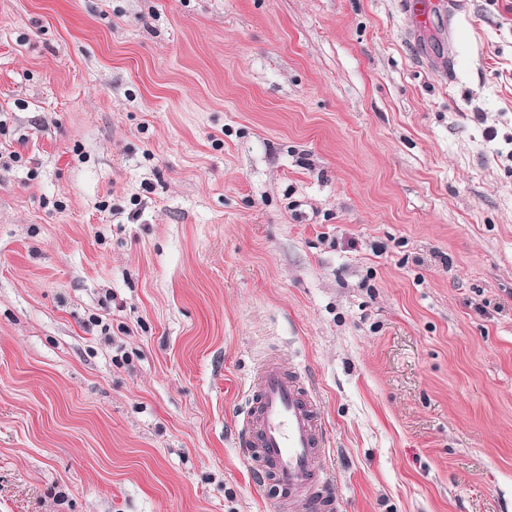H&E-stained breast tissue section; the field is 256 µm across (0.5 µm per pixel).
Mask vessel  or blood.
Instances as JSON below:
<instances>
[{
	"instance_id": "vessel-or-blood-1",
	"label": "vessel or blood",
	"mask_w": 512,
	"mask_h": 512,
	"mask_svg": "<svg viewBox=\"0 0 512 512\" xmlns=\"http://www.w3.org/2000/svg\"><path fill=\"white\" fill-rule=\"evenodd\" d=\"M254 394L238 432V443L257 454L261 483L276 491L275 512L303 500L311 512H337L327 487L331 474L321 467L327 436L315 400L299 371L268 358L252 370Z\"/></svg>"
}]
</instances>
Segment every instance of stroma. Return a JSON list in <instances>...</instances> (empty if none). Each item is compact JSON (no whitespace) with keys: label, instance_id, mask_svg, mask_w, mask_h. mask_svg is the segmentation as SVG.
<instances>
[{"label":"stroma","instance_id":"stroma-1","mask_svg":"<svg viewBox=\"0 0 512 512\" xmlns=\"http://www.w3.org/2000/svg\"><path fill=\"white\" fill-rule=\"evenodd\" d=\"M434 2L0 0V512H272V355L338 512H512V0ZM252 375V404L238 443L248 455L257 454L262 485L277 490L274 511L303 500L311 512H338L336 498L326 491L332 475L320 466L326 431L305 378L270 357L255 364Z\"/></svg>","mask_w":512,"mask_h":512}]
</instances>
